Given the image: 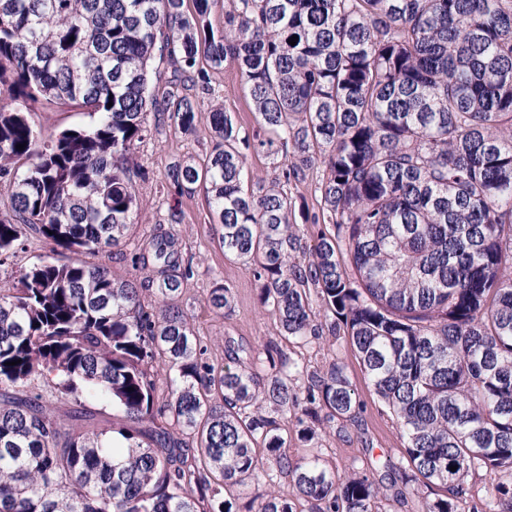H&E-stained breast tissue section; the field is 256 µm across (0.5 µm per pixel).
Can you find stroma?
Here are the masks:
<instances>
[{
	"label": "stroma",
	"mask_w": 512,
	"mask_h": 512,
	"mask_svg": "<svg viewBox=\"0 0 512 512\" xmlns=\"http://www.w3.org/2000/svg\"><path fill=\"white\" fill-rule=\"evenodd\" d=\"M211 85L214 100L223 103L225 111L234 115L243 131L254 133L256 124L235 67L227 63L212 71ZM211 148L210 114L206 111L198 113L194 133L185 135L165 126L154 131L152 138L141 146L139 161L146 179L139 185L140 210L129 234L130 245L142 244L155 225L167 219L168 205L162 185L169 166L190 159L204 162ZM179 208L182 222L176 225L175 231L184 254L192 257L194 265V276L183 291L180 307L201 343L208 346L211 361L223 365L224 339L231 336L258 348L271 342L282 345L285 352L300 359L312 371L325 370L336 361L347 367L350 381L363 404L357 422L346 424L342 429L328 424L317 450L313 451L293 440L294 418H283L282 432L290 437L289 456L299 459L318 453L328 469L341 475L380 459L402 465L403 447L396 422L367 385L345 336H326L304 346L284 341L276 320L258 308L255 284L249 273L239 262L225 257L218 235L208 222L203 192L181 197ZM51 250V245L44 240L28 236L0 265V287H13L19 269L47 258ZM218 284L229 285L235 291V305L223 316L213 314L207 305L210 288Z\"/></svg>",
	"instance_id": "1"
}]
</instances>
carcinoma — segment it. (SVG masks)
I'll use <instances>...</instances> for the list:
<instances>
[{"label":"carcinoma","instance_id":"carcinoma-1","mask_svg":"<svg viewBox=\"0 0 512 512\" xmlns=\"http://www.w3.org/2000/svg\"><path fill=\"white\" fill-rule=\"evenodd\" d=\"M185 2L0 0V263L31 233L73 254L0 289V512H375L371 475L294 461L281 433L292 413L313 448L322 422L356 421L344 364L227 336L215 365L179 307L194 271L175 233L123 250L137 150L162 124L193 133L226 62L281 172L248 175L250 139L212 106L207 161L169 167L167 194L203 190L288 341L348 337L398 425V495L420 482L439 491L422 512H457L483 471L482 512H512V0H228L219 28L212 0ZM57 106L91 122L46 136L33 115ZM318 162L316 212L288 186ZM300 223L332 229L309 245ZM107 253L150 275L81 258ZM234 300L217 284L208 306ZM84 399L112 421L50 407ZM253 483L271 490L243 509Z\"/></svg>","mask_w":512,"mask_h":512}]
</instances>
